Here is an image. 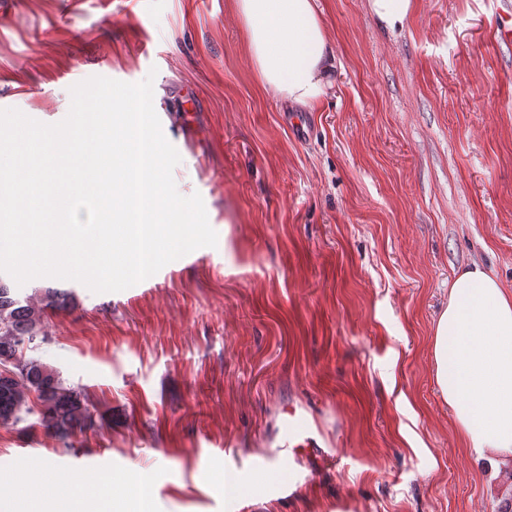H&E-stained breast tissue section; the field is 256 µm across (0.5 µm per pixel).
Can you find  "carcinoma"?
I'll return each instance as SVG.
<instances>
[{
  "mask_svg": "<svg viewBox=\"0 0 512 512\" xmlns=\"http://www.w3.org/2000/svg\"><path fill=\"white\" fill-rule=\"evenodd\" d=\"M73 301V292L52 287L22 300L0 278V366L9 365L16 374L0 385L1 425L18 423L36 411L47 432L67 439L91 424L84 395L65 385L52 366L24 353L36 339L46 341V310L64 309Z\"/></svg>",
  "mask_w": 512,
  "mask_h": 512,
  "instance_id": "1",
  "label": "carcinoma"
}]
</instances>
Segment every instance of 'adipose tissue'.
Returning a JSON list of instances; mask_svg holds the SVG:
<instances>
[{
	"label": "adipose tissue",
	"mask_w": 512,
	"mask_h": 512,
	"mask_svg": "<svg viewBox=\"0 0 512 512\" xmlns=\"http://www.w3.org/2000/svg\"><path fill=\"white\" fill-rule=\"evenodd\" d=\"M260 88L318 104L336 60L315 0H234ZM434 379L465 448L512 458V291L479 263L460 270L434 324Z\"/></svg>",
	"instance_id": "1"
}]
</instances>
